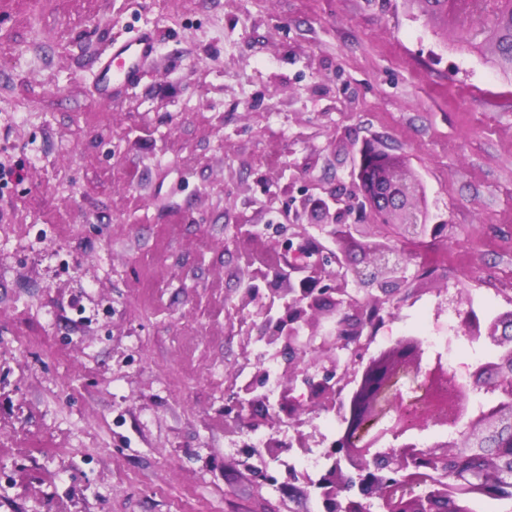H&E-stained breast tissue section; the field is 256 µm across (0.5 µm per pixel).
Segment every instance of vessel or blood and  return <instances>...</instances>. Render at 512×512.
I'll list each match as a JSON object with an SVG mask.
<instances>
[{
	"label": "vessel or blood",
	"instance_id": "1",
	"mask_svg": "<svg viewBox=\"0 0 512 512\" xmlns=\"http://www.w3.org/2000/svg\"><path fill=\"white\" fill-rule=\"evenodd\" d=\"M156 51L149 34L127 39H114L100 62L98 94L101 100H111L114 91L127 87L139 77L140 67Z\"/></svg>",
	"mask_w": 512,
	"mask_h": 512
}]
</instances>
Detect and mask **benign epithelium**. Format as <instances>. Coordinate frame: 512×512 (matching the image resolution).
<instances>
[{
  "instance_id": "obj_1",
  "label": "benign epithelium",
  "mask_w": 512,
  "mask_h": 512,
  "mask_svg": "<svg viewBox=\"0 0 512 512\" xmlns=\"http://www.w3.org/2000/svg\"><path fill=\"white\" fill-rule=\"evenodd\" d=\"M369 210L380 224L402 229V238L411 243L435 240L443 234L439 224L428 223V213L418 202L410 176L391 164L385 151L364 143L356 151L351 189L328 198H304L294 208V232L282 243L283 253L303 251L306 262L301 274L279 266L274 279L268 271L254 266L257 256H239L249 275L247 288L238 294L236 312L256 307L266 314L262 336L268 347L284 360L282 376L286 383L280 392L279 410L294 428L288 440L270 435L265 453L276 458L285 448L305 451L310 436L300 427L311 420L310 414L335 407L345 374L326 370V362L336 363V351L347 348L340 338L362 335L371 316L380 310L381 301L372 294L364 299L352 288L377 289L385 296L406 285L407 256L389 242L367 246L366 265L359 267L344 254L343 243L357 225L347 223L355 211ZM315 218L326 235L336 241V268L302 231L303 215ZM464 333L472 340L488 341L496 346L512 344L504 340V330L512 328V311L497 317L467 312ZM422 346L414 338L400 339L385 350L379 362L369 361L343 408V429L331 445L332 464L315 486L323 512H369L367 499H377L378 512H438L437 506L453 496L456 512H467L465 501L495 485L503 471L497 455L484 458L481 472L461 478L443 468L451 459H462L478 448H487L501 439L512 443V347L495 360L476 366L471 381L463 387L472 392L490 380L498 392L495 405L470 417L463 395L453 393L449 385L457 382L448 368L427 364ZM267 372L261 370L248 381L233 386L231 407L242 413L255 401L257 388L264 384ZM307 391L302 401L292 396L296 384ZM416 404L417 427L441 425L453 418L466 421L459 433L441 432L440 442L424 447L416 441L401 414ZM350 467L356 474L360 496L342 495Z\"/></svg>"
}]
</instances>
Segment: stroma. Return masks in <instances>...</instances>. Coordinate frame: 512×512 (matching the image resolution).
Returning a JSON list of instances; mask_svg holds the SVG:
<instances>
[{
	"mask_svg": "<svg viewBox=\"0 0 512 512\" xmlns=\"http://www.w3.org/2000/svg\"><path fill=\"white\" fill-rule=\"evenodd\" d=\"M156 59L93 97L112 39ZM374 142L442 240L409 247L382 346L423 320L473 368L468 310H512V74L405 0H0V512H318L296 450L226 410L259 368L236 257ZM443 256L419 278L429 255ZM488 357L499 349L480 345Z\"/></svg>",
	"mask_w": 512,
	"mask_h": 512,
	"instance_id": "obj_1",
	"label": "stroma"
}]
</instances>
